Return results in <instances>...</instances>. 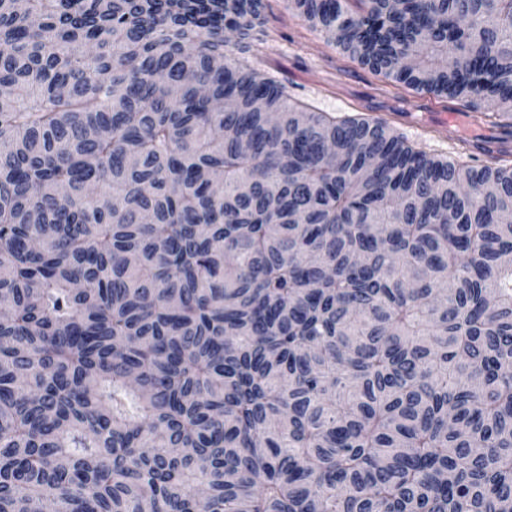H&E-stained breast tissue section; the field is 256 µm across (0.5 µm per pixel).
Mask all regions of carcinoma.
<instances>
[{
  "label": "carcinoma",
  "instance_id": "cac0c4a2",
  "mask_svg": "<svg viewBox=\"0 0 512 512\" xmlns=\"http://www.w3.org/2000/svg\"><path fill=\"white\" fill-rule=\"evenodd\" d=\"M289 2L512 112V0ZM263 7L0 0V512H512V152L288 98Z\"/></svg>",
  "mask_w": 512,
  "mask_h": 512
}]
</instances>
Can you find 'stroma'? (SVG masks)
Returning a JSON list of instances; mask_svg holds the SVG:
<instances>
[{
    "label": "stroma",
    "instance_id": "stroma-1",
    "mask_svg": "<svg viewBox=\"0 0 512 512\" xmlns=\"http://www.w3.org/2000/svg\"><path fill=\"white\" fill-rule=\"evenodd\" d=\"M233 51L312 110L387 118L410 145L435 156L477 166L498 140H512V116L503 115L495 127L472 125L466 100L373 73L313 30L290 0H264L259 24Z\"/></svg>",
    "mask_w": 512,
    "mask_h": 512
}]
</instances>
